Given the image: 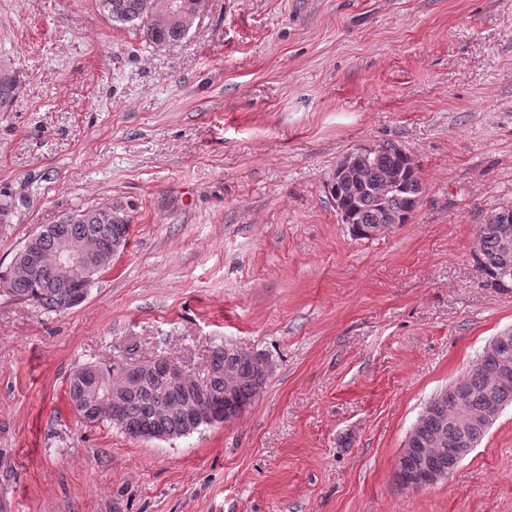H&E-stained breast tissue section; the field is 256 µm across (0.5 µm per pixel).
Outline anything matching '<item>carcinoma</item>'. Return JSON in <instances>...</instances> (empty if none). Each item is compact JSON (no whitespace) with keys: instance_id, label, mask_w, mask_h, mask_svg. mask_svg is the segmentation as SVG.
<instances>
[{"instance_id":"carcinoma-1","label":"carcinoma","mask_w":512,"mask_h":512,"mask_svg":"<svg viewBox=\"0 0 512 512\" xmlns=\"http://www.w3.org/2000/svg\"><path fill=\"white\" fill-rule=\"evenodd\" d=\"M202 0H99L100 8L111 21L128 25L144 32L155 45H171L182 41L200 17ZM364 183L340 191L341 204L348 216L361 229V237L379 224H389L403 214H412L413 199L420 193L414 176L406 175L405 157L396 144L385 143V150L369 159H359ZM402 176L398 192L385 200L378 197L375 189L383 183ZM112 207H90L66 214L71 224H44L29 236L23 252L15 254L9 267L0 269V286L5 293L17 300L31 304L46 313H66L69 288L58 269L50 264H32L23 253L35 249L41 254H53L65 241L88 238L99 251L115 254L128 241L129 231L112 222H105V213ZM499 225L492 222L478 229L480 251L474 262L485 275L486 284H495L502 292L512 290V249L503 247L498 234ZM512 358V339L491 354H482L480 364L471 369L463 380L464 409L472 424L464 429L457 425V411L447 399L435 393L419 416L420 424L413 447L428 449L427 462L435 471H448V452L453 448L476 447L490 425L484 420L489 392L487 380L502 356ZM263 355L239 352L227 345L213 348L209 365L202 375L206 379V400L215 408L224 410V386L231 378L233 397L239 407H248L266 380L256 376L259 360ZM113 363H86L70 372L67 380V398L75 414L86 418L83 410H97L103 399L112 395ZM195 389V380L187 378L184 387L172 389L157 377L141 385L126 389L112 413H101L87 424L104 423L123 425V430L136 436L143 431L168 437L186 435V416L178 410L181 400Z\"/></svg>"}]
</instances>
